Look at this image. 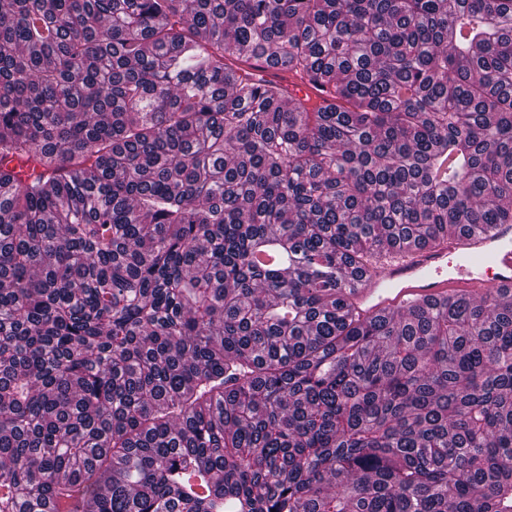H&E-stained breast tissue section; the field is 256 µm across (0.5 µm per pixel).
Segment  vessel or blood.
<instances>
[{
    "mask_svg": "<svg viewBox=\"0 0 512 512\" xmlns=\"http://www.w3.org/2000/svg\"><path fill=\"white\" fill-rule=\"evenodd\" d=\"M493 288L512 292V224L434 247L406 245L394 260L369 270L348 299L355 311L378 316L415 302L475 298Z\"/></svg>",
    "mask_w": 512,
    "mask_h": 512,
    "instance_id": "b4317fda",
    "label": "vessel or blood"
}]
</instances>
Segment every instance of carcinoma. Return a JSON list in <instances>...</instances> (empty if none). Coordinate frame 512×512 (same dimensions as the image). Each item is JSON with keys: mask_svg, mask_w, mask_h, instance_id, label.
<instances>
[{"mask_svg": "<svg viewBox=\"0 0 512 512\" xmlns=\"http://www.w3.org/2000/svg\"><path fill=\"white\" fill-rule=\"evenodd\" d=\"M495 224L512 0H0V512H512V300L348 302ZM267 70L272 75L278 74L281 77H284L283 82L288 85V90H290V92L292 94H295L299 97H301V96L304 97L305 95H308L311 102L314 104L321 103L323 101V99L326 97L325 94H323L319 90L310 86L306 80H302L298 76H295L290 73L288 74V72L282 71L279 68V66L274 65V66L268 68ZM296 89H299L300 92H295ZM300 94H301V96H300Z\"/></svg>", "mask_w": 512, "mask_h": 512, "instance_id": "1", "label": "carcinoma"}]
</instances>
